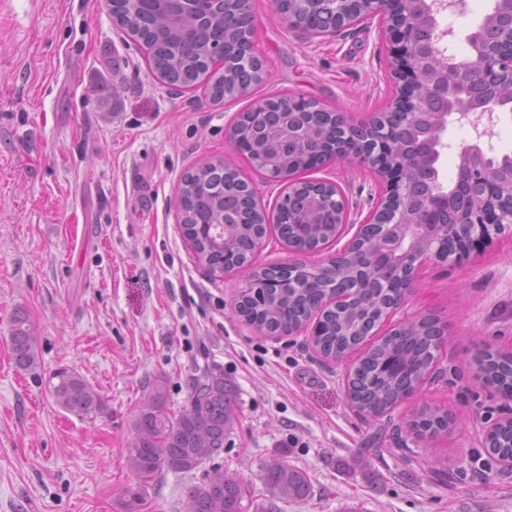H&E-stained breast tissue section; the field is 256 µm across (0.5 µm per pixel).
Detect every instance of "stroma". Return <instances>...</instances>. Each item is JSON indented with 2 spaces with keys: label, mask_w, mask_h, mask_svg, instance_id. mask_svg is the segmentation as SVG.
Returning <instances> with one entry per match:
<instances>
[{
  "label": "stroma",
  "mask_w": 512,
  "mask_h": 512,
  "mask_svg": "<svg viewBox=\"0 0 512 512\" xmlns=\"http://www.w3.org/2000/svg\"><path fill=\"white\" fill-rule=\"evenodd\" d=\"M495 0L450 14L457 58ZM254 52L266 70L249 95L212 100L204 85L169 87L147 49L105 0H6L0 6V512H125L132 421L155 379L167 405L187 404L195 370H223L235 424L223 453L193 474L166 473L139 512H185L186 491L219 467L250 489L254 512L264 462L281 457L308 474L307 500L282 512H512V471L484 431L512 400L475 378L480 348L512 349V233L451 264L423 266L402 313L446 330L451 363L387 416L360 415L346 398L344 364L323 359L306 333L260 335L233 311L248 274H209L181 234L176 192L211 159L236 162L267 214L282 189L229 137L257 100L301 95L359 121L395 90L378 19L333 35L288 29L271 0H249ZM438 163L451 186L469 126L449 124ZM308 179L337 183L359 221L377 177L329 162ZM25 311L41 366L19 370L11 320ZM67 367L104 408L78 416L48 390ZM452 412L447 432L406 427L420 407Z\"/></svg>",
  "instance_id": "stroma-1"
}]
</instances>
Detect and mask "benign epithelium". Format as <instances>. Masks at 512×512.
<instances>
[{
	"instance_id": "1",
	"label": "benign epithelium",
	"mask_w": 512,
	"mask_h": 512,
	"mask_svg": "<svg viewBox=\"0 0 512 512\" xmlns=\"http://www.w3.org/2000/svg\"><path fill=\"white\" fill-rule=\"evenodd\" d=\"M137 9L152 13L194 14L204 21L213 15L216 0H131ZM304 15H288V28L307 31V19L322 13L326 0H299ZM336 32L367 17H377L389 44V64L398 85L384 112L353 123L345 113L314 103L302 108L304 97L292 96L295 108L280 113L278 135L270 136L262 109L280 99L255 103L254 121L247 139L253 164L279 182L288 180L277 206L295 198L294 188L304 183L298 174L327 161L356 159L380 177L373 205L354 236L336 253L315 262L292 261L275 267L284 288L297 281L327 283L320 314L350 306L354 290L342 287L363 273L398 275L397 291L385 307L380 327L389 322L417 287L421 268L430 262H459L478 246L512 227V167L487 156L477 141L460 153L455 179L446 190L438 182L442 136L449 119L478 124L509 107L512 99V6L494 18L497 30L486 36L479 27L468 35L474 55L458 61L439 47L453 35L440 28L442 13L454 0H338ZM254 20L240 37L242 49L234 64L251 70L261 64L252 52ZM349 224L348 206L340 187L311 181L303 207L291 212L288 234L300 242L288 247L297 255H318L340 242ZM512 446V415L491 424L485 447Z\"/></svg>"
}]
</instances>
